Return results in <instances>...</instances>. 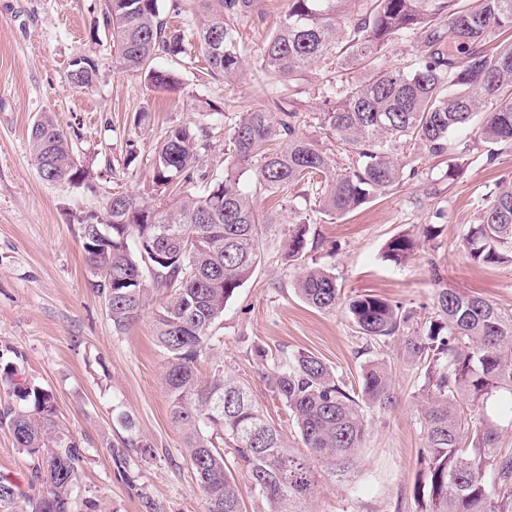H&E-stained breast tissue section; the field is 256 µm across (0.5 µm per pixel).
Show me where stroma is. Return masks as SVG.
Segmentation results:
<instances>
[{"label": "stroma", "mask_w": 512, "mask_h": 512, "mask_svg": "<svg viewBox=\"0 0 512 512\" xmlns=\"http://www.w3.org/2000/svg\"><path fill=\"white\" fill-rule=\"evenodd\" d=\"M287 8V0H256L254 11L237 20L245 70L232 83L211 77L202 54L157 55L156 69L174 73L178 92L157 91L141 75L116 69L112 38L103 25L104 0H0V369L12 366L22 378L50 391L56 420L80 444L82 461L74 489L76 512H204V500L183 451L182 434L169 414L165 356L154 335V311L124 333L112 328L103 298L91 288L75 215L102 211L115 194L154 200L150 165L163 131L175 124L209 128L204 167L223 172L231 129L225 117L250 109L275 112L266 77L257 66L261 48ZM93 56L95 82L74 87L71 61ZM351 70L316 64L284 80L292 97L297 130L341 165L349 160L317 112L327 80L347 81ZM146 110L149 124L132 117ZM52 113L95 187L88 193L44 181L30 149L33 121ZM137 145L127 155L128 141ZM491 143L474 142L454 159L406 151L414 176L342 217L317 213L318 196L301 183L269 194L253 172L240 181L261 215L276 216L261 240L260 264L228 301L211 329V344L197 365L200 381L216 368L243 377L288 446L301 442L284 404L269 391V363L251 354L260 344L285 359L298 352L321 358L346 381L357 382L365 362L382 358L392 367L398 402L367 414L369 435L357 463L341 481L322 480L306 512H422L414 485L426 446L417 405L425 381L422 366L405 360L399 344L366 349L344 308L321 311L296 291L307 265L335 274L344 296L377 294L402 303L414 322L433 313L439 289L478 295L512 309V264L482 265L467 260L459 244L477 223L484 195L512 187V152L496 154ZM456 175H449V166ZM311 218L317 249L286 261L283 242L298 220ZM417 243L402 265L386 260L395 236ZM439 266L433 277L431 266ZM130 416L143 445L116 461L110 446L128 433ZM30 457L0 424V477L29 495Z\"/></svg>", "instance_id": "1"}]
</instances>
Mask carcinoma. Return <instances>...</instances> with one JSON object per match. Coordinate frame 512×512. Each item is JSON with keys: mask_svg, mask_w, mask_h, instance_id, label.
<instances>
[{"mask_svg": "<svg viewBox=\"0 0 512 512\" xmlns=\"http://www.w3.org/2000/svg\"><path fill=\"white\" fill-rule=\"evenodd\" d=\"M354 19L346 20L345 2ZM160 0H107L104 23L111 32L119 68L144 75L156 89L173 91L178 79L151 66L158 53L187 54L190 42L162 16ZM254 0H211L194 33L212 76L234 82L245 65L234 22ZM512 0H288L279 26L263 47L260 69L276 78L299 74L314 63L360 67L356 83L324 87L320 124L354 155L339 170L336 159L296 131V112L274 120L263 110L241 112L230 138L232 161L224 173L203 172L209 133L187 124L164 132L150 165L157 205L114 194L104 212L77 218L82 248L93 270L92 287L103 296L112 327L124 332L140 318L149 299H162L155 336L166 357L170 419L184 436L185 455L205 512H243L238 481L220 444L231 443L254 496L272 512H302L324 478L352 467L367 424L364 409L382 411L397 401L392 368L383 359L366 363L349 384L320 358L300 352L274 362L266 376L272 394L288 408L303 449L285 445L242 380L217 370L203 384L197 360L208 348L211 328L260 261V216L240 187L255 174L276 193L301 182L322 185L319 207L343 216L383 194L415 169H405L397 151L419 144L433 157L470 150L452 135L469 128L479 139L512 149ZM420 34L411 65L381 63L393 43ZM97 66L89 56L70 64V82L92 86ZM286 139L281 149L273 142ZM30 146L47 182L93 190L67 134L44 113L30 130ZM200 193L192 192L198 182ZM310 225L290 230L284 256L302 258ZM466 259L479 264L512 263V189L484 198L479 223L461 241ZM415 243L391 238L388 260L401 264ZM310 306L332 310L344 304L366 349L399 341L404 357L425 368L420 422L427 441L426 512H512V448L501 440L499 400L512 423V309L477 295L443 288L434 315L418 328L399 303L374 294L342 300L336 276L306 267L297 280ZM18 406L0 409L19 447L31 458L40 485L35 498L20 500L17 487L0 479V508L8 512H75L74 487L81 455L75 439L56 430L54 397L28 381L10 379Z\"/></svg>", "mask_w": 512, "mask_h": 512, "instance_id": "carcinoma-1", "label": "carcinoma"}]
</instances>
